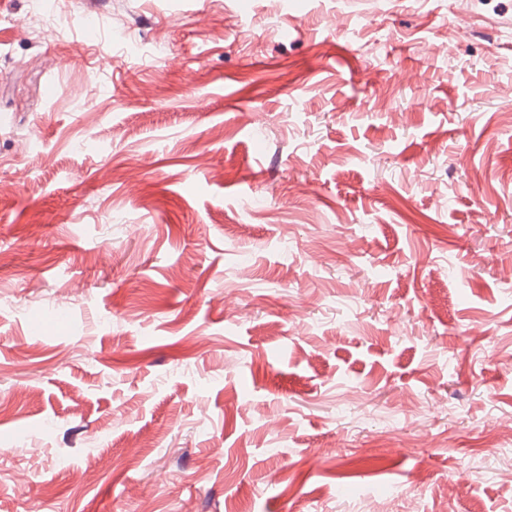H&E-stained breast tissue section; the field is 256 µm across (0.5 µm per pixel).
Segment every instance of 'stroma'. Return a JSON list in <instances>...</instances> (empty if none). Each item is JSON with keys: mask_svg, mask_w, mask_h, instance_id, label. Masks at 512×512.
<instances>
[{"mask_svg": "<svg viewBox=\"0 0 512 512\" xmlns=\"http://www.w3.org/2000/svg\"><path fill=\"white\" fill-rule=\"evenodd\" d=\"M33 3L0 0V512H512L493 0H65L28 43Z\"/></svg>", "mask_w": 512, "mask_h": 512, "instance_id": "35a3bbf8", "label": "stroma"}]
</instances>
